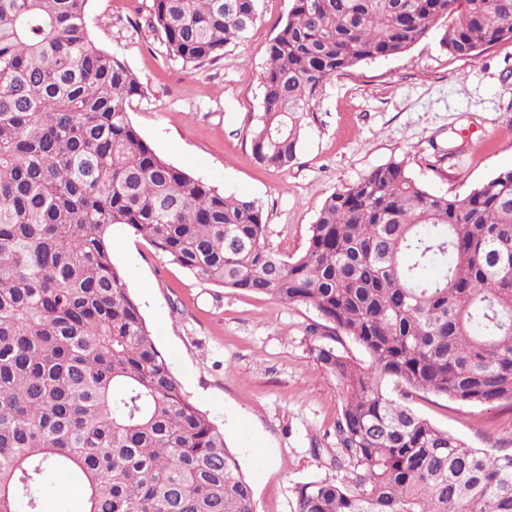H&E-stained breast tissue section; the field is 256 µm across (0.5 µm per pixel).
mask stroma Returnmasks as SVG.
<instances>
[{
  "instance_id": "1",
  "label": "stroma",
  "mask_w": 512,
  "mask_h": 512,
  "mask_svg": "<svg viewBox=\"0 0 512 512\" xmlns=\"http://www.w3.org/2000/svg\"><path fill=\"white\" fill-rule=\"evenodd\" d=\"M152 0H88L95 42L140 78L130 118L154 151L228 195L261 204L271 247L300 253L326 198L396 159L432 193L464 195L512 170V44L459 59L433 31L406 53L370 61L320 89L296 163L260 165L247 131L261 112L266 48L291 0H259L260 18L222 59L170 57L151 27ZM112 258L184 393L224 431L255 512H294L298 486L346 478L332 467L343 391L320 370L327 339L310 305L203 281L124 226ZM408 405L467 446L512 448V407L426 392Z\"/></svg>"
}]
</instances>
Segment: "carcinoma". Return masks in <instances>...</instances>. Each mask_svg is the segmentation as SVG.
Here are the masks:
<instances>
[{"instance_id":"1","label":"carcinoma","mask_w":512,"mask_h":512,"mask_svg":"<svg viewBox=\"0 0 512 512\" xmlns=\"http://www.w3.org/2000/svg\"><path fill=\"white\" fill-rule=\"evenodd\" d=\"M88 0H0V512H255L223 431L189 401L112 262L120 224L195 277L312 305L361 346L316 360L344 406L333 465L295 512H512V451L418 415L393 381L468 404L512 403V170L436 195L390 160L325 200L307 246L267 243L262 206L171 165L133 125L138 76L98 46ZM259 0H153L170 56H224ZM440 45L512 43V0H292L266 49L255 160L283 169L322 84Z\"/></svg>"}]
</instances>
